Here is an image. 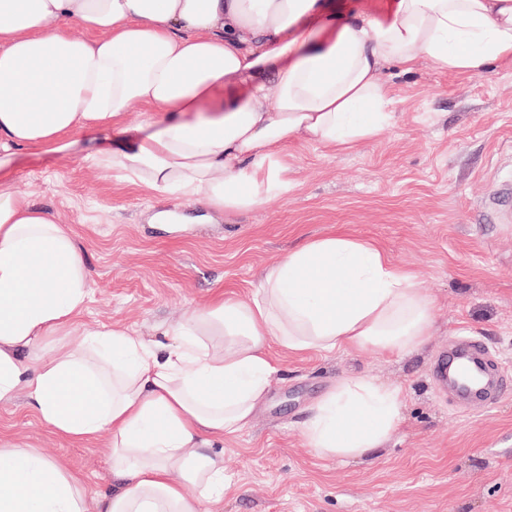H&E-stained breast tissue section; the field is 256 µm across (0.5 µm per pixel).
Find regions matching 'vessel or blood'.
<instances>
[{"label":"vessel or blood","mask_w":512,"mask_h":512,"mask_svg":"<svg viewBox=\"0 0 512 512\" xmlns=\"http://www.w3.org/2000/svg\"><path fill=\"white\" fill-rule=\"evenodd\" d=\"M434 374L465 410L493 406L506 394L507 375L499 358L476 338L463 337L449 351L439 353Z\"/></svg>","instance_id":"obj_1"}]
</instances>
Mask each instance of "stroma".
<instances>
[{"label":"stroma","mask_w":512,"mask_h":512,"mask_svg":"<svg viewBox=\"0 0 512 512\" xmlns=\"http://www.w3.org/2000/svg\"><path fill=\"white\" fill-rule=\"evenodd\" d=\"M386 78L394 118L381 138L351 153L290 145L294 190L250 211L213 213L99 171L78 151L25 155L14 168L16 189L68 224L83 251L90 327L148 336L215 291L253 298L265 267L333 233L372 241L419 273L435 302L419 349L292 355L270 345L280 370L251 425L224 442L222 512H512V395L463 412L433 377L437 355L462 331L512 371V221L502 206L512 182V65L467 74L424 63ZM159 213L192 232L156 233ZM352 375L402 389L399 426L364 457H316L303 425L315 400ZM0 437L65 459L88 497L113 489L105 442L56 435L24 398L0 404Z\"/></svg>","instance_id":"obj_1"}]
</instances>
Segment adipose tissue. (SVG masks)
Masks as SVG:
<instances>
[{
  "mask_svg": "<svg viewBox=\"0 0 512 512\" xmlns=\"http://www.w3.org/2000/svg\"><path fill=\"white\" fill-rule=\"evenodd\" d=\"M512 61V0H390L345 20L322 0H0V404L26 396L56 433L107 438L119 489L87 498L64 464L0 446V512H202L228 488L217 443L247 428L286 351L421 348L433 300L368 241L312 239L251 300L216 296L145 340L81 328L86 263L23 197L26 153L87 160L148 189L251 210L294 187L286 150L348 152L390 126V66L470 74ZM137 121H130V114ZM56 344H49V337ZM402 392L364 376L303 426L319 457L360 458L400 421Z\"/></svg>",
  "mask_w": 512,
  "mask_h": 512,
  "instance_id": "1",
  "label": "adipose tissue"
}]
</instances>
